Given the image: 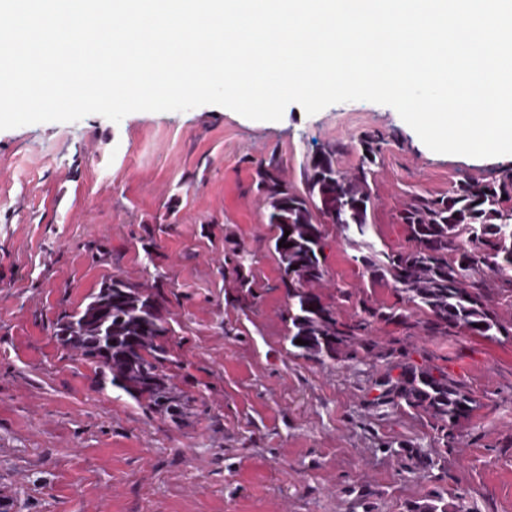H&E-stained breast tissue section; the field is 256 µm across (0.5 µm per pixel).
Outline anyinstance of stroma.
Returning a JSON list of instances; mask_svg holds the SVG:
<instances>
[{
	"label": "stroma",
	"instance_id": "35a3bbf8",
	"mask_svg": "<svg viewBox=\"0 0 512 512\" xmlns=\"http://www.w3.org/2000/svg\"><path fill=\"white\" fill-rule=\"evenodd\" d=\"M365 132L386 140L372 184L380 249L409 247L396 213L412 193L512 169L507 155L435 153L395 109L368 101L313 115L293 103L277 122L202 105L0 130V501L10 512H409L463 491L472 512H512V338L373 329L478 400L448 446L427 417L371 404L376 365L286 350L288 298L256 163L281 158L297 185L326 144L345 146L338 162L351 169ZM228 235L253 256L257 299L245 313L224 279ZM357 254L330 230L319 291L343 320L361 298L398 300L369 285ZM115 276L168 295L175 382L193 399L184 422L98 388L93 365L53 334L62 309ZM406 447L429 453L432 467Z\"/></svg>",
	"mask_w": 512,
	"mask_h": 512
}]
</instances>
